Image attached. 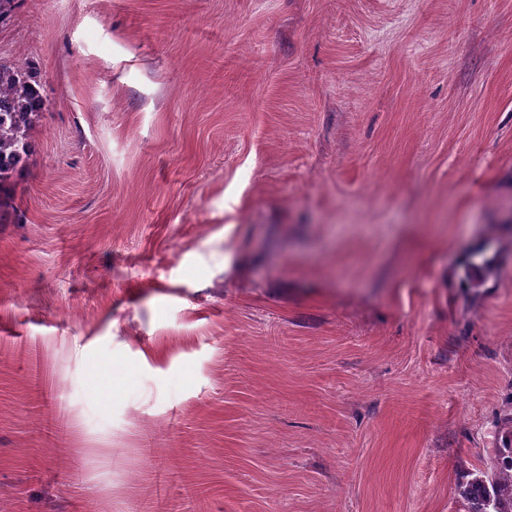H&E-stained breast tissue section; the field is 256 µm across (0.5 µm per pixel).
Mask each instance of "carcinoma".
<instances>
[{
  "label": "carcinoma",
  "instance_id": "obj_1",
  "mask_svg": "<svg viewBox=\"0 0 512 512\" xmlns=\"http://www.w3.org/2000/svg\"><path fill=\"white\" fill-rule=\"evenodd\" d=\"M36 83L27 63H0V210L7 205L14 172L29 154L30 131L44 107ZM496 424L499 446L490 468L457 485L467 512H512V398Z\"/></svg>",
  "mask_w": 512,
  "mask_h": 512
}]
</instances>
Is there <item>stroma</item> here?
I'll return each mask as SVG.
<instances>
[{"instance_id": "1", "label": "stroma", "mask_w": 512, "mask_h": 512, "mask_svg": "<svg viewBox=\"0 0 512 512\" xmlns=\"http://www.w3.org/2000/svg\"><path fill=\"white\" fill-rule=\"evenodd\" d=\"M0 512H464L512 396V0H20Z\"/></svg>"}]
</instances>
